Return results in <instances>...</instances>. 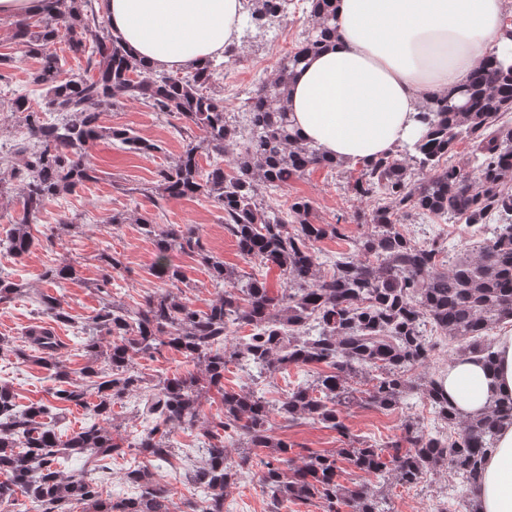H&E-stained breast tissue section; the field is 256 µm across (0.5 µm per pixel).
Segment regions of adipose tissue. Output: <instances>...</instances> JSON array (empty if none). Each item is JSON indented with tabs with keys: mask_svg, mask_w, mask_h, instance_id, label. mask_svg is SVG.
Instances as JSON below:
<instances>
[{
	"mask_svg": "<svg viewBox=\"0 0 512 512\" xmlns=\"http://www.w3.org/2000/svg\"><path fill=\"white\" fill-rule=\"evenodd\" d=\"M507 0H336V37L299 66L291 124L325 156L358 165L395 154L422 129V102L469 82L493 55L512 62ZM112 32L153 69L190 70L241 37V0H101ZM493 363L472 356L442 374L465 416L512 395V329ZM478 512H512V426L498 434L477 493Z\"/></svg>",
	"mask_w": 512,
	"mask_h": 512,
	"instance_id": "obj_1",
	"label": "adipose tissue"
}]
</instances>
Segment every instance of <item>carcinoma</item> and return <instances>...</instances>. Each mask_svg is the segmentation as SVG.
Here are the masks:
<instances>
[{
    "mask_svg": "<svg viewBox=\"0 0 512 512\" xmlns=\"http://www.w3.org/2000/svg\"><path fill=\"white\" fill-rule=\"evenodd\" d=\"M293 0H247L246 28L267 33L280 27ZM312 25L288 53L274 80L259 81L246 93L240 112L224 111L217 81L237 61V47L224 49V60L208 59L183 75L153 71L137 63L93 0H41L38 13L17 20L12 38L39 60L25 86L15 90L7 111L20 118L27 141L16 144L23 165L12 170L20 183L21 213L0 247L16 259L36 246L31 219L52 199L96 179L97 169L85 147L99 139L119 142L131 153L146 155L158 146L128 128L100 124L98 108L116 98L139 102L155 112L175 114L188 128L202 132L177 160L158 171L155 191L163 197L206 196L224 212V229L234 237L243 259L277 268L282 284L273 293L253 276L204 251L191 224L139 220L153 241L150 274L160 289L133 308L115 300L112 272L121 268L111 253L98 256L104 274L96 284L99 308L83 325L81 344L88 363L72 371L63 359L64 343L52 326L26 331L21 343L0 336L6 350L23 362L50 372L60 388L59 403L91 411L93 421L63 440L44 419H55L52 406L19 408L10 387L0 384V505L27 495L34 512H224V491L235 477L263 466L259 478L268 512L286 503H324V512H394L385 487L346 486L338 481L343 460L382 483L416 486L424 475L448 468L460 479L465 512H477L469 495L478 490L482 469L497 433L512 425V398L494 401L480 417L464 418L448 402L441 376L412 372L426 367L436 349L433 337L458 342L451 360L482 355L492 362L490 332L512 320V64L491 56L481 62L459 107L440 96L419 113L421 136L399 154L362 164L351 191L372 199L371 233L356 239L335 258L320 256L316 243L344 238L338 224H316L312 205L299 197L284 211L266 199L267 191L288 184L315 167L334 170L342 163L324 157L304 142L288 117V83L306 57L336 33L335 0H302ZM65 42L87 55L86 74H67L54 46ZM473 143L475 175L440 161L456 142ZM225 158L203 170L201 153ZM443 221L463 216L489 228L467 253H450L441 233L417 242L400 231L407 217ZM174 251L193 255L211 282L222 289L207 310L198 311L183 294L186 275L172 264ZM334 266L331 275L321 267ZM42 279L59 285L77 279L76 268L62 263L45 269ZM42 314L57 324L72 322L60 297L43 293ZM250 333L239 337V330ZM168 348L181 353L195 371L156 376L146 382L138 360L153 359ZM235 365L271 377L290 366L312 373L276 403L243 390L224 389V369ZM216 388L223 415L211 421L201 399ZM418 394L437 418L453 430L426 432L408 418L400 435L381 447L346 444L335 452L294 450L275 437L272 422L311 419L347 435L343 413L353 405L397 408ZM131 395L142 399L151 421L129 447L149 462H166L179 431L197 432L205 460L189 480L198 498L180 509L167 486L148 468L133 469L126 480L136 496L103 497L88 472L124 452V440L105 423L112 406ZM241 448L236 459L226 449ZM83 455L80 472L66 475L61 457Z\"/></svg>",
    "mask_w": 512,
    "mask_h": 512,
    "instance_id": "carcinoma-1",
    "label": "carcinoma"
}]
</instances>
